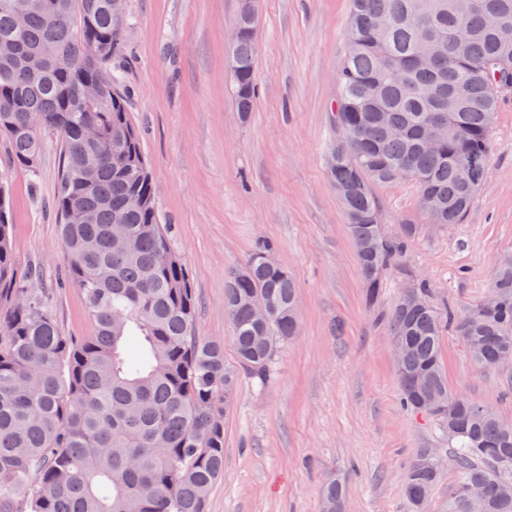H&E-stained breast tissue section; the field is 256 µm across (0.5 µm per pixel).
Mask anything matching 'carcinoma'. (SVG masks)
Returning <instances> with one entry per match:
<instances>
[{
	"instance_id": "carcinoma-1",
	"label": "carcinoma",
	"mask_w": 512,
	"mask_h": 512,
	"mask_svg": "<svg viewBox=\"0 0 512 512\" xmlns=\"http://www.w3.org/2000/svg\"><path fill=\"white\" fill-rule=\"evenodd\" d=\"M24 28L0 0V135L14 164L34 169L42 150L37 129L60 140L56 216L65 254L61 285L85 299L93 333L65 336L42 296L25 287L14 265L7 191L0 185V512H204L224 473V410L236 379L224 364V341L196 335L194 288L161 223L139 134L130 121L121 74L112 69L123 20L109 0H29ZM468 30L464 45L454 34ZM512 0H350L347 52L337 74L338 131L328 170L351 237L373 250L356 254L365 299L374 303L383 277L397 273L421 297L398 299L385 317L405 348L396 371L402 408L419 413L423 397L451 443L457 481L448 512H512V431L488 406L455 395L441 358L452 327L472 359L494 368L512 350V256L492 289L495 307L479 303L442 317L430 286L403 264L414 224L392 234L382 224L375 183L410 179L434 224H460L488 170L489 130L498 104L497 77L512 81ZM256 19L242 22L232 47L237 111H253ZM423 45L437 52L420 69ZM36 49L49 65L29 73L21 56ZM106 85L105 100L88 104L83 83ZM441 120L447 134L429 149L425 128ZM99 131L95 151L81 142L85 125ZM130 129L116 148L112 131ZM96 179L86 184L82 170ZM78 206L92 221L70 224ZM271 311L259 320L253 300ZM298 288L271 248H256L225 278L224 305L235 309L232 344L240 366L265 385L278 348L295 336ZM413 456L404 493L428 501L440 470ZM485 490L472 506L465 488ZM343 485L330 481L323 512H338Z\"/></svg>"
}]
</instances>
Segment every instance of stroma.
<instances>
[{"mask_svg":"<svg viewBox=\"0 0 512 512\" xmlns=\"http://www.w3.org/2000/svg\"><path fill=\"white\" fill-rule=\"evenodd\" d=\"M240 0H127L121 47L126 108L157 187V207L197 300V335L224 340L226 273L262 241L293 275L297 335L276 354L264 386L240 376L224 412V476L204 512H322L330 480L340 512H413L403 493L417 449L448 447L438 423L403 410L391 337L379 319L406 287L388 275L377 307L363 282L344 209L327 176L337 137L332 108L346 52L349 0H258L253 112L241 117L225 65ZM488 174L461 224H434L415 183L378 184L388 231L418 227L405 262L432 289L439 313L488 295L512 255V91L490 130ZM36 171L14 165L0 136V183L9 189L15 264L39 266L37 287L64 335L89 336L79 288L57 287L65 266L53 205L60 144L41 134ZM448 389L512 421V366L488 369L445 331Z\"/></svg>","mask_w":512,"mask_h":512,"instance_id":"1","label":"stroma"}]
</instances>
